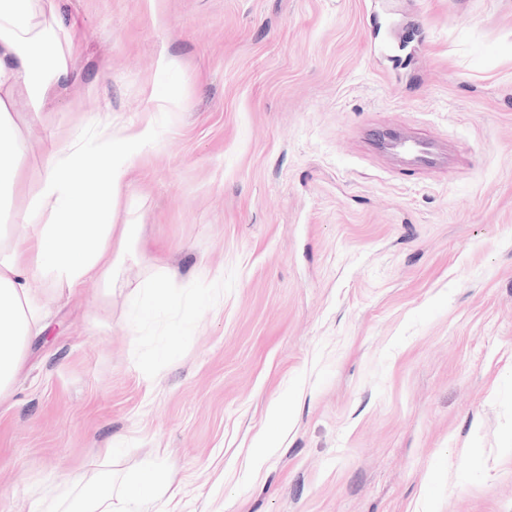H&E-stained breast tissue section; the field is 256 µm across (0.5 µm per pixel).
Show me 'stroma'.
<instances>
[{"instance_id":"obj_1","label":"stroma","mask_w":512,"mask_h":512,"mask_svg":"<svg viewBox=\"0 0 512 512\" xmlns=\"http://www.w3.org/2000/svg\"><path fill=\"white\" fill-rule=\"evenodd\" d=\"M56 5L77 84L25 120L26 168L98 113L154 120L144 249L50 295L0 395V512L152 461V512H512V0ZM161 267L181 336L182 308L127 324ZM388 146L396 152L420 154L422 162L430 163L434 160L426 144L415 139L393 136Z\"/></svg>"}]
</instances>
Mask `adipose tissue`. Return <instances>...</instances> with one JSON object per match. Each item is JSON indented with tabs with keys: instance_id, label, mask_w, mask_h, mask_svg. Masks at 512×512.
<instances>
[{
	"instance_id": "1",
	"label": "adipose tissue",
	"mask_w": 512,
	"mask_h": 512,
	"mask_svg": "<svg viewBox=\"0 0 512 512\" xmlns=\"http://www.w3.org/2000/svg\"><path fill=\"white\" fill-rule=\"evenodd\" d=\"M77 43L55 7L44 0H0V395L23 361L29 337L46 327L40 297L48 288L76 289L90 280L111 287L115 267L134 226L117 224L129 205L126 176L152 143L153 123L116 129L111 114L47 155L36 181L22 164L28 145L17 124L25 112L47 111L59 90L76 82ZM23 206H15L17 195ZM29 234L13 236L6 224ZM180 291L146 282L131 303L130 326L177 303ZM167 489V475L148 465L121 486L98 485L92 512H150Z\"/></svg>"
}]
</instances>
